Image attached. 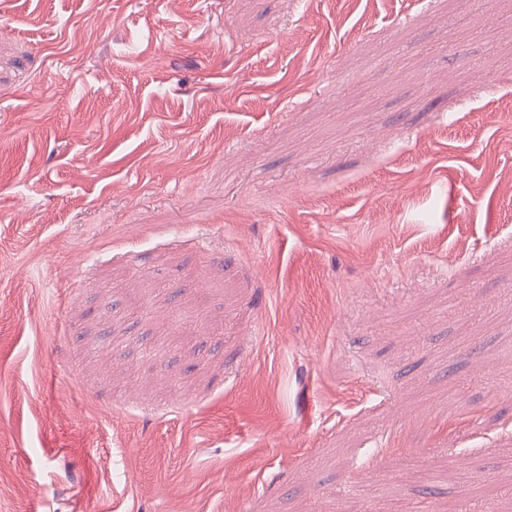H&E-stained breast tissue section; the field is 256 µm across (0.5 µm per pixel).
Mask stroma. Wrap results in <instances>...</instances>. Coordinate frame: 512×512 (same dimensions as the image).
Segmentation results:
<instances>
[{"label": "stroma", "mask_w": 512, "mask_h": 512, "mask_svg": "<svg viewBox=\"0 0 512 512\" xmlns=\"http://www.w3.org/2000/svg\"><path fill=\"white\" fill-rule=\"evenodd\" d=\"M0 512H512V0H0Z\"/></svg>", "instance_id": "1"}]
</instances>
